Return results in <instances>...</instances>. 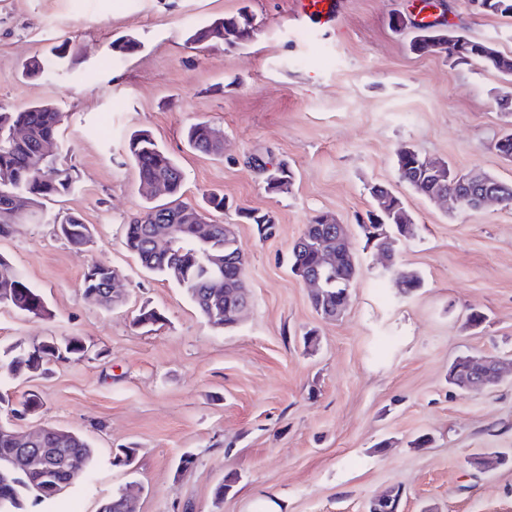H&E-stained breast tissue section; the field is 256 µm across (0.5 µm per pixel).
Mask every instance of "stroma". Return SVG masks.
<instances>
[{"label":"stroma","mask_w":512,"mask_h":512,"mask_svg":"<svg viewBox=\"0 0 512 512\" xmlns=\"http://www.w3.org/2000/svg\"><path fill=\"white\" fill-rule=\"evenodd\" d=\"M433 20L512 55V19L468 0H428ZM246 12L256 34L239 48L188 44L190 31ZM294 0H0V106L50 101L67 114L61 138L73 191L49 204L92 233L75 249L50 220L0 236L8 259L49 314L0 308V351L18 342L80 338L82 360L31 378H1L0 395L41 409L14 428L52 425L95 450L87 474L31 512H98L133 488L139 512H367L401 489L399 512H512V465L472 474L470 455L512 449V378L481 392L448 383L460 355L512 360V205L475 212L423 198L400 177L405 146L459 169L512 181L495 142L504 127L499 74L410 48L412 0H341L336 28L307 29ZM404 17L406 27L393 24ZM140 47L120 55L115 40ZM66 45L63 67L36 78L23 63ZM206 121L224 153L193 150L188 127ZM148 131L178 163L188 199L223 193L214 214L235 230L247 260L250 303L231 329L210 325L175 283L144 269L124 243L145 200L127 151ZM286 164L288 191L269 193L255 160ZM404 201L415 233L395 245L398 268L420 275L397 288L359 220L373 185ZM270 214L259 238L243 211ZM345 224L358 273L344 314L325 321L290 270L294 242L314 217ZM114 270L123 302H87L86 267ZM164 328L144 332L141 308ZM485 323L467 328L470 310ZM429 439L417 447L420 436ZM132 447L131 466L115 465ZM192 454L183 470L179 460ZM235 483L214 496L225 476Z\"/></svg>","instance_id":"1"}]
</instances>
